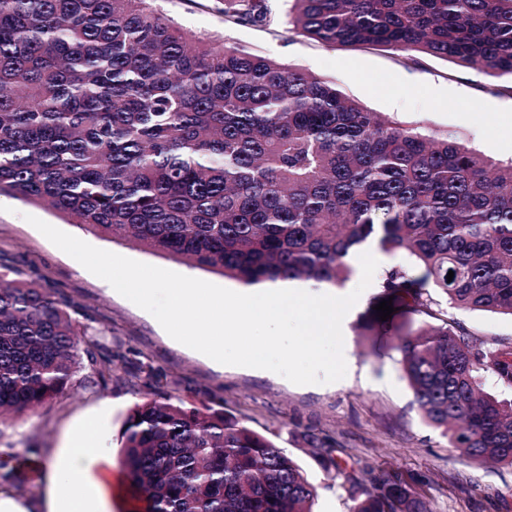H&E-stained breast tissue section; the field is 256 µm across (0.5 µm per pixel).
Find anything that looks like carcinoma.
Masks as SVG:
<instances>
[{"label": "carcinoma", "instance_id": "1", "mask_svg": "<svg viewBox=\"0 0 512 512\" xmlns=\"http://www.w3.org/2000/svg\"><path fill=\"white\" fill-rule=\"evenodd\" d=\"M154 2L0 0V197L245 285H342L364 246L405 252L418 274L385 270L380 298L418 316L394 345L414 403L449 447L512 467V340L448 322L450 307L512 318V159L238 46H194ZM224 17L266 24L268 0H224ZM291 23L327 46L512 78V0H293ZM384 327L376 313L360 336L371 346ZM86 361L66 305L1 271L0 411L35 410ZM304 437L351 512H427L399 475L367 485ZM121 464L134 512H313L304 468L222 410L134 405Z\"/></svg>", "mask_w": 512, "mask_h": 512}]
</instances>
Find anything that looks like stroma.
<instances>
[{
	"label": "stroma",
	"mask_w": 512,
	"mask_h": 512,
	"mask_svg": "<svg viewBox=\"0 0 512 512\" xmlns=\"http://www.w3.org/2000/svg\"><path fill=\"white\" fill-rule=\"evenodd\" d=\"M159 7L196 38L226 42L334 82L366 110L433 133L450 132L477 152L512 157V79H495L438 57L409 60L406 53L331 48L298 33L289 21L290 0H271L265 25L225 21L223 0H158ZM92 246L229 288L222 275L196 269L130 242L88 232L52 208L23 199H0V267L21 271L67 305L82 339L93 341L97 364L85 365L71 387L24 416L0 420V457L11 460L0 494L27 512H46L47 458L69 432L95 419L99 446L119 458L122 426L135 403L153 397L224 411L273 439L307 471L316 490L313 512H349L339 480L315 461L302 435L313 432L338 448L344 469L422 478L431 512H512V468L479 466L450 448L416 405L397 362L393 336L375 347L358 336L354 315L344 332L347 372L331 384L296 385L270 372L219 366L173 340L158 321L113 291L104 280L75 267L27 221L28 216ZM451 320L487 340L512 338V318L449 310Z\"/></svg>",
	"instance_id": "1"
}]
</instances>
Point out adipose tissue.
I'll return each mask as SVG.
<instances>
[{
	"mask_svg": "<svg viewBox=\"0 0 512 512\" xmlns=\"http://www.w3.org/2000/svg\"><path fill=\"white\" fill-rule=\"evenodd\" d=\"M95 433V422H86L54 453L48 465V512H108L102 487L112 462L100 453Z\"/></svg>",
	"mask_w": 512,
	"mask_h": 512,
	"instance_id": "ef3b65f1",
	"label": "adipose tissue"
}]
</instances>
